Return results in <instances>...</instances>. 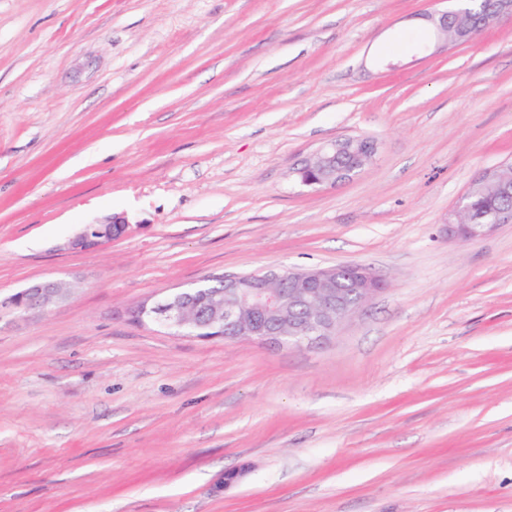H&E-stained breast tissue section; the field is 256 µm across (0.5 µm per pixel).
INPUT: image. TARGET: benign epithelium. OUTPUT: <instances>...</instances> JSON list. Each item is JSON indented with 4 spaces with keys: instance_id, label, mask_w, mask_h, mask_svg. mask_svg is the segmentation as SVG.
Listing matches in <instances>:
<instances>
[{
    "instance_id": "1",
    "label": "benign epithelium",
    "mask_w": 512,
    "mask_h": 512,
    "mask_svg": "<svg viewBox=\"0 0 512 512\" xmlns=\"http://www.w3.org/2000/svg\"><path fill=\"white\" fill-rule=\"evenodd\" d=\"M425 15L446 45L470 41L474 35L504 16H512V0H492L480 12L468 0ZM377 142L366 136L333 140L315 150L295 169L301 184L320 187L350 179L373 160ZM512 196V163L485 170L461 197L448 221V238L479 240L502 224L512 223L511 209L479 211L471 199L477 195ZM122 214L103 222L84 224L70 240L74 249L102 247L128 233ZM207 280L194 288L147 301L130 311L180 334L207 335L226 340H252L281 345L312 344L332 336L336 328L382 290V283L361 265L338 264L305 270L269 269L263 273L224 277L220 290L207 291ZM70 285L60 280L33 283L9 297V308L19 315L42 313L63 301Z\"/></svg>"
}]
</instances>
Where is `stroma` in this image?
Here are the masks:
<instances>
[{"instance_id": "stroma-1", "label": "stroma", "mask_w": 512, "mask_h": 512, "mask_svg": "<svg viewBox=\"0 0 512 512\" xmlns=\"http://www.w3.org/2000/svg\"><path fill=\"white\" fill-rule=\"evenodd\" d=\"M449 6L0 0V302L76 285L0 310V512H512V224L446 233L512 162V17L449 48ZM350 135L372 164L299 182ZM115 213L129 235L69 248ZM336 264L384 288L317 344L128 314ZM377 149V142L370 137L336 138L315 150L294 173L305 186L336 185L349 180L372 161ZM344 158L349 161L344 162ZM314 171H320L322 177H312L310 173ZM71 286L60 280L33 283L9 297V308L19 315L42 313L48 307L63 301Z\"/></svg>"}]
</instances>
